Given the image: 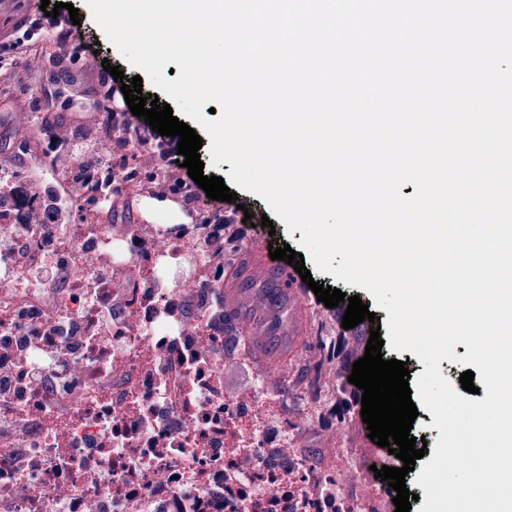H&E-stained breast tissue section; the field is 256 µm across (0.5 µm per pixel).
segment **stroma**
<instances>
[{"label": "stroma", "instance_id": "1", "mask_svg": "<svg viewBox=\"0 0 512 512\" xmlns=\"http://www.w3.org/2000/svg\"><path fill=\"white\" fill-rule=\"evenodd\" d=\"M71 2L78 8L81 18V25L76 30L80 46L67 51V70L56 68L49 57L50 52L65 51L59 37L51 32L45 42L46 54L15 57L11 72L0 75V153L16 150L15 136L32 122L38 102L53 100L59 112V122L65 126L71 125L76 108H87L94 114L108 111V101L85 77V46L96 45L99 58L108 59L110 65L119 67L125 78L138 73L137 68L131 67L106 41L84 0Z\"/></svg>", "mask_w": 512, "mask_h": 512}]
</instances>
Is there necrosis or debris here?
Listing matches in <instances>:
<instances>
[{"label":"necrosis or debris","mask_w":512,"mask_h":512,"mask_svg":"<svg viewBox=\"0 0 512 512\" xmlns=\"http://www.w3.org/2000/svg\"><path fill=\"white\" fill-rule=\"evenodd\" d=\"M93 166L49 113L27 150L70 157L51 177L70 221L46 207L31 167L0 175V512H394L381 459L348 377L313 356L315 391L281 361L253 389H224L226 236L195 188L187 224L112 221L124 188L163 193L166 164L128 176L121 159L155 151L110 114ZM318 445V459L307 450Z\"/></svg>","instance_id":"1"}]
</instances>
